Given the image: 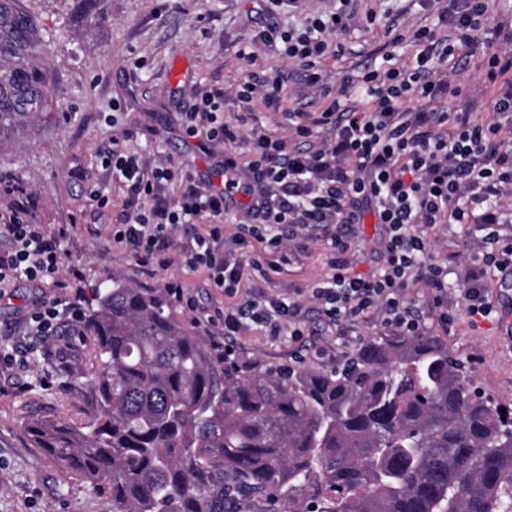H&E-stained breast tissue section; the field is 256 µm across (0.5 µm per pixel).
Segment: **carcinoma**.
I'll use <instances>...</instances> for the list:
<instances>
[{"label":"carcinoma","mask_w":512,"mask_h":512,"mask_svg":"<svg viewBox=\"0 0 512 512\" xmlns=\"http://www.w3.org/2000/svg\"><path fill=\"white\" fill-rule=\"evenodd\" d=\"M47 50L35 13L0 9V130L40 101ZM84 324L96 423L28 432L112 512H512V407L472 393L433 336L291 370L214 352L168 289L116 274Z\"/></svg>","instance_id":"carcinoma-1"}]
</instances>
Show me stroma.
Here are the masks:
<instances>
[{
  "label": "stroma",
  "instance_id": "1",
  "mask_svg": "<svg viewBox=\"0 0 512 512\" xmlns=\"http://www.w3.org/2000/svg\"><path fill=\"white\" fill-rule=\"evenodd\" d=\"M356 2L359 14L373 11L383 19L371 26L357 23L339 35L343 53L329 55L321 64L323 76L335 86L342 75L366 66L404 64L416 48L409 43L392 46L388 27L396 23L412 31L432 26L440 12L421 0ZM26 5L36 12L51 43L49 56L38 62L49 93L35 116L0 133V209L12 202L4 186L25 189L35 201L33 222L48 233H63L65 254L59 282L35 285L20 279L0 290V351L16 353L23 361L19 367L0 365V512H112L107 495L96 493L86 480L63 471L32 445L26 425L33 419L58 417L78 427L95 421L91 384L99 365L87 336L63 331L47 342L33 336L31 311L54 300L88 310L96 289L109 287L116 273L136 288H159L179 279L186 293L196 294L205 307L223 305L225 298L199 291L201 273L189 270L182 258L166 267H148L112 245L108 226L121 211L122 191L111 171L102 168L99 150L108 137L124 139L143 165L151 168L168 159L218 186L223 146L203 153L179 126V114L192 105L194 89L223 90L225 118L244 119L246 140L237 146L241 152L248 151L253 133L288 134L281 110L250 106L236 97V87L251 70L281 69L288 92L300 103H308L313 93L275 55H259L252 67L238 58L240 42L265 23L263 0H26ZM482 60V48L470 52L457 46L446 68L462 94L442 98L440 107L470 113L479 122L490 118L495 91L485 80ZM177 62L186 81L175 89L169 74ZM116 104L121 107L117 113L112 110ZM92 186L111 196V209L102 212L92 205L87 195ZM483 247L480 233L461 224L438 225L431 236L433 259L448 267L452 324H438L429 308V289L410 287L407 301L424 318L426 334L447 345L479 393L512 404V331L503 328L500 311L474 326L465 313L462 281ZM326 272L321 246L311 243L297 263L271 274L268 287L273 292L307 289ZM386 333L374 317L347 325L323 337L322 356L259 329L235 340L234 346L238 353L270 363L287 365L297 356L302 366L325 370Z\"/></svg>",
  "mask_w": 512,
  "mask_h": 512
}]
</instances>
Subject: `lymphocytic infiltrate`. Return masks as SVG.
Segmentation results:
<instances>
[{
    "label": "lymphocytic infiltrate",
    "instance_id": "f902f5d3",
    "mask_svg": "<svg viewBox=\"0 0 512 512\" xmlns=\"http://www.w3.org/2000/svg\"><path fill=\"white\" fill-rule=\"evenodd\" d=\"M267 2L270 21L242 44L239 58L251 64L260 49L276 51L324 107L318 112L288 107L285 80L277 71L251 73L237 96L245 103L258 100L282 108L290 139L299 140V147L259 134L248 153H239L242 128L225 119L223 92L195 90L181 127L198 139L201 150L223 144V190H212L167 162L144 169L135 151L108 139L99 153L101 164L125 189L121 218L110 224V238L151 265L163 261L184 225H201L184 252L191 266L206 269L210 287L231 297V304L213 312L229 338L256 328L274 339L305 335L302 309L290 295L270 294L253 284L256 272L281 271L291 264L289 242L301 232L317 236L329 253L327 274L310 290L326 329L378 313L395 332L421 333L423 323L406 301L408 288L417 282L431 288L440 321L452 323L448 268L431 261L429 234L439 224L473 223L477 210L512 195V89L495 98L494 116L485 122L472 120L467 112L437 109V100L461 90L438 80L455 47L428 26L391 38L395 44L408 40L419 46L414 65L368 67L332 87L320 64L330 52L331 37L356 23L353 0H336L333 10L306 16L298 28L278 22L284 0ZM489 7V0H450L438 20L470 47ZM351 90L369 98V109L341 106V96ZM323 127L330 137L314 143ZM242 172L247 175L243 181L238 178ZM8 192L15 202L0 212V288L19 278L38 283L55 277L63 259L61 237L47 235L32 222L22 188L12 186ZM233 202L248 214L249 223L225 224ZM369 215L383 230L380 264L362 276L351 272L348 255L354 226ZM483 230L490 249L463 282L465 312L472 320L493 311L489 272L512 267V238L501 237L490 223ZM253 241L267 249L262 261L242 252ZM245 286L251 287L250 296L236 301ZM31 319L45 340L55 336L60 322L76 335L84 326L80 311L56 303L40 306Z\"/></svg>",
    "mask_w": 512,
    "mask_h": 512
}]
</instances>
